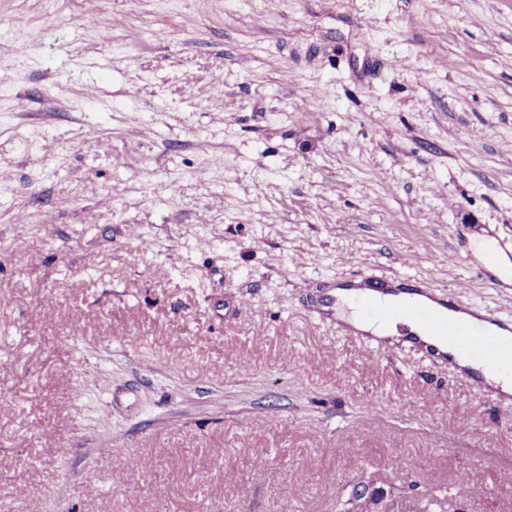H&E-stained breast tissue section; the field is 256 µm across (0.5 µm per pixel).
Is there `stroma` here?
<instances>
[{"mask_svg": "<svg viewBox=\"0 0 512 512\" xmlns=\"http://www.w3.org/2000/svg\"><path fill=\"white\" fill-rule=\"evenodd\" d=\"M477 235L512 258V0H0V512H512V417L303 302L512 310Z\"/></svg>", "mask_w": 512, "mask_h": 512, "instance_id": "stroma-1", "label": "stroma"}]
</instances>
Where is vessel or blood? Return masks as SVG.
I'll return each instance as SVG.
<instances>
[{"mask_svg": "<svg viewBox=\"0 0 512 512\" xmlns=\"http://www.w3.org/2000/svg\"><path fill=\"white\" fill-rule=\"evenodd\" d=\"M361 299L369 309L364 321L379 325L411 322L419 333L400 339L381 338L361 331L358 321L344 313V297ZM317 320L335 325L339 334L359 337L366 351L392 356L418 350L420 335L442 337L451 353L446 360L451 365L474 361L484 368L512 371V346L497 342L498 330L512 333V312L501 307L465 301L444 289L430 285L422 278L401 274H368L358 278L337 280L332 292L320 295L311 305ZM485 324L484 340L465 332L468 318Z\"/></svg>", "mask_w": 512, "mask_h": 512, "instance_id": "vessel-or-blood-1", "label": "vessel or blood"}]
</instances>
